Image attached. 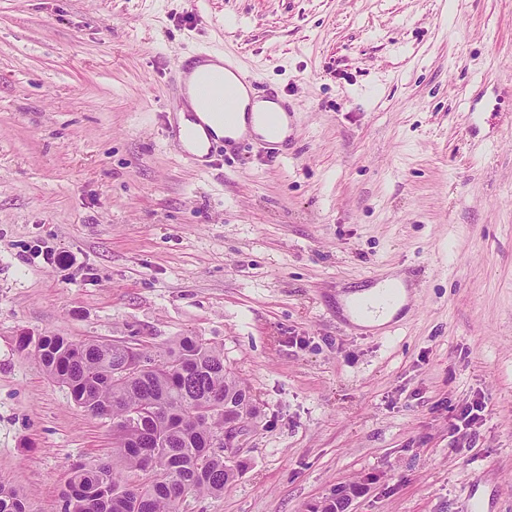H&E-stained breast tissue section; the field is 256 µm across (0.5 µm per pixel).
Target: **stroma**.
<instances>
[{
  "label": "stroma",
  "mask_w": 512,
  "mask_h": 512,
  "mask_svg": "<svg viewBox=\"0 0 512 512\" xmlns=\"http://www.w3.org/2000/svg\"><path fill=\"white\" fill-rule=\"evenodd\" d=\"M197 45L288 90L287 157L179 154ZM393 274L401 322L349 323L341 295ZM54 334L223 349L258 412L184 512L344 483L350 512H512V0H0V480L29 512L115 446L17 347Z\"/></svg>",
  "instance_id": "stroma-1"
}]
</instances>
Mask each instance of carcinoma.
Listing matches in <instances>:
<instances>
[{"label":"carcinoma","mask_w":512,"mask_h":512,"mask_svg":"<svg viewBox=\"0 0 512 512\" xmlns=\"http://www.w3.org/2000/svg\"><path fill=\"white\" fill-rule=\"evenodd\" d=\"M35 344L47 375L66 386L74 403L112 418V461L77 465L61 495L60 512H181V496H221L242 472L233 457L209 447L224 431V413L191 414L211 400L235 401L250 388L224 365V352L182 336L158 354L120 343L64 336H21ZM150 369L139 378L115 377L128 358ZM0 512H27V499L0 481Z\"/></svg>","instance_id":"carcinoma-1"}]
</instances>
